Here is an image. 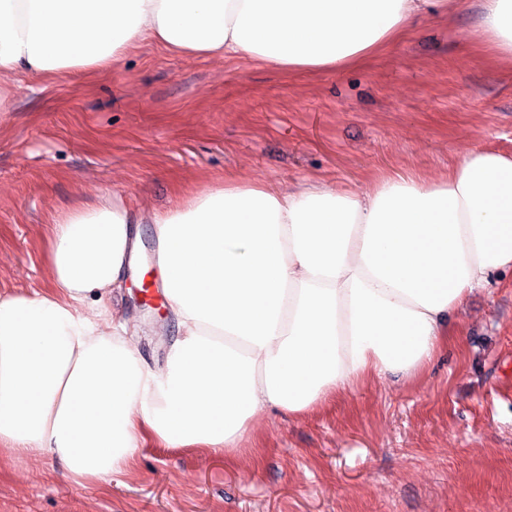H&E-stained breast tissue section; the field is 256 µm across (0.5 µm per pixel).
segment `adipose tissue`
<instances>
[{"label": "adipose tissue", "mask_w": 512, "mask_h": 512, "mask_svg": "<svg viewBox=\"0 0 512 512\" xmlns=\"http://www.w3.org/2000/svg\"><path fill=\"white\" fill-rule=\"evenodd\" d=\"M512 62V0H479ZM450 0H0V98L19 73L114 69L140 43L292 73L362 64ZM182 336L141 363L140 325L108 318L139 248L121 198L53 218L50 286L0 296V460L56 457L110 483L146 444L222 452L277 408L300 416L356 381L413 377L450 315L512 270V154L466 151L446 176L367 191L225 180L152 213Z\"/></svg>", "instance_id": "adipose-tissue-1"}]
</instances>
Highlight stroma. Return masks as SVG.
Returning a JSON list of instances; mask_svg holds the SVG:
<instances>
[{"instance_id": "obj_1", "label": "stroma", "mask_w": 512, "mask_h": 512, "mask_svg": "<svg viewBox=\"0 0 512 512\" xmlns=\"http://www.w3.org/2000/svg\"><path fill=\"white\" fill-rule=\"evenodd\" d=\"M477 4L455 0L334 72L145 43L109 73L17 77L0 114V293L48 287V225L94 195L140 215L233 175L363 190L394 171L443 175L473 147L512 153V66L483 53ZM138 230L137 268L107 306L158 326L139 345L158 367L181 331L156 227ZM0 512H512V273L467 296L417 378L366 380L302 416L268 410L222 455L147 446L108 485L14 457Z\"/></svg>"}]
</instances>
